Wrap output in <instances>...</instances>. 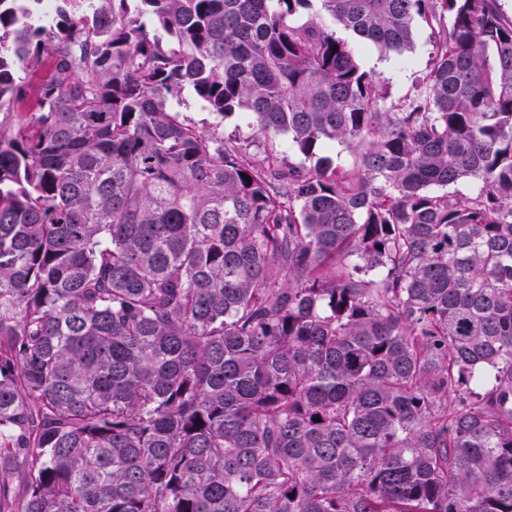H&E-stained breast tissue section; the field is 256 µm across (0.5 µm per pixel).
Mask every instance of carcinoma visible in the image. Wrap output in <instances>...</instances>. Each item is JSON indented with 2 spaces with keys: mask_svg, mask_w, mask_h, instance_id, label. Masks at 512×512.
<instances>
[{
  "mask_svg": "<svg viewBox=\"0 0 512 512\" xmlns=\"http://www.w3.org/2000/svg\"><path fill=\"white\" fill-rule=\"evenodd\" d=\"M41 2L0 0V512H512L498 0ZM418 22L392 101L358 43ZM359 45L362 66L378 74L393 100L405 95L427 73L432 43L430 30L423 25L415 30L413 46L406 53L409 62L402 68L395 64L393 56H386L373 45L361 42ZM173 104L187 120L195 123L200 129L212 131L215 127L216 119L214 115L209 111L205 103L194 95L191 89L186 88ZM222 127L224 136L235 135L243 145L247 146V151L250 154H263L265 150L271 148L270 141L260 140L253 136L252 130L247 126V122L241 114L224 117Z\"/></svg>",
  "mask_w": 512,
  "mask_h": 512,
  "instance_id": "cac0c4a2",
  "label": "carcinoma"
}]
</instances>
